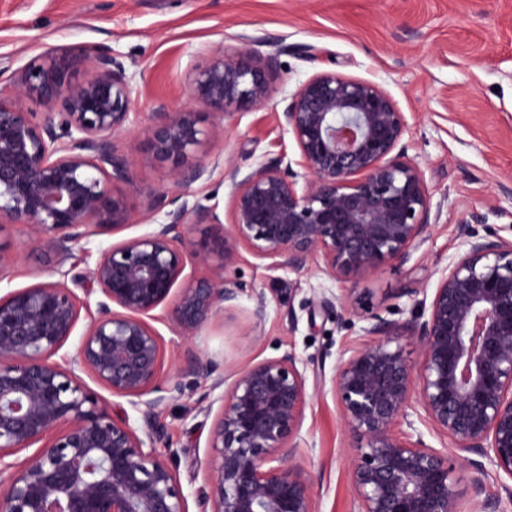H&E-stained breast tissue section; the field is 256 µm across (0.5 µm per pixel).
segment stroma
I'll return each instance as SVG.
<instances>
[{
  "label": "stroma",
  "mask_w": 512,
  "mask_h": 512,
  "mask_svg": "<svg viewBox=\"0 0 512 512\" xmlns=\"http://www.w3.org/2000/svg\"><path fill=\"white\" fill-rule=\"evenodd\" d=\"M248 39L272 60L269 98L249 110L206 115L216 134L197 157L210 170L192 191L215 205L220 221L189 225L190 241L215 245L231 222L228 161L247 169L283 153L297 158L275 114L302 82L324 71L374 81L393 97L408 120L406 156L420 165L431 192L433 226L410 260L385 262L351 280L367 313L406 323L413 301L404 288H434L438 269L461 252L457 228L471 214L487 217L479 234L512 239V0H0V58L12 57L15 66L53 47L106 46L124 62L135 116L113 142L119 153L137 157L128 179L115 185L129 224L74 246L65 260L36 250L21 227H0L1 297L65 272L88 274L109 244L148 231L146 215L164 179L146 138L155 112L189 106V83L209 47L234 51ZM232 268L247 289L199 335L174 332L168 305L146 315L161 337L163 377H176L190 351L211 363L213 377L287 352L308 371L330 375L363 342L362 321H349L334 302L344 286L315 266L271 270L243 250ZM259 296L266 301L260 319L253 314ZM212 379L186 378L184 396L157 417L164 436L156 452L175 464L188 512H197L206 488L200 462L220 411ZM424 438L447 451L464 501L497 497L502 512H512L495 478L472 469L450 438L429 429ZM295 443L319 512H358L353 442L331 391L313 394Z\"/></svg>",
  "instance_id": "obj_1"
}]
</instances>
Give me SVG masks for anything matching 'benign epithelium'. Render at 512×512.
<instances>
[{
	"label": "benign epithelium",
	"instance_id": "obj_1",
	"mask_svg": "<svg viewBox=\"0 0 512 512\" xmlns=\"http://www.w3.org/2000/svg\"><path fill=\"white\" fill-rule=\"evenodd\" d=\"M269 65L248 44L231 54L216 44L190 82L194 106L156 113L147 139L165 180L149 212L170 210L165 222L102 251L89 275L102 296L98 316L73 366L52 360L80 318L66 280L0 297V512H188L176 472L155 452L158 410L183 386L162 381L160 338L143 316L181 282L168 321L186 336L244 291L225 273L184 275L214 257L207 245L187 244L188 221L217 220L215 209L187 197L208 169L194 160L214 134L203 112L263 104ZM10 87L0 98V224L24 227L35 248L60 259L127 225L113 186L128 178L135 156L116 154L112 143L132 123L124 62L109 48H51L16 69ZM27 101L44 111H30ZM277 119L299 160L281 154L244 174L229 165L223 267L245 249L271 268L313 263L345 282L386 261L406 263L431 226V194L419 164L406 158L408 121L391 95L371 81L320 72ZM483 221L475 214L461 224L466 249L440 270L430 302L405 325L364 315L350 288L338 297L350 318L371 321L363 331L373 337L330 379L344 426L359 441L349 449L358 512H463L448 454L425 441L414 415L452 439L478 473L501 478L512 502V240L479 235L471 223ZM404 337L420 348L416 366ZM78 368L130 398L141 423L113 413ZM180 374L207 377L211 365L190 352ZM310 398L306 371L290 352L233 372L209 432L201 512H318L314 483L293 465Z\"/></svg>",
	"mask_w": 512,
	"mask_h": 512
}]
</instances>
